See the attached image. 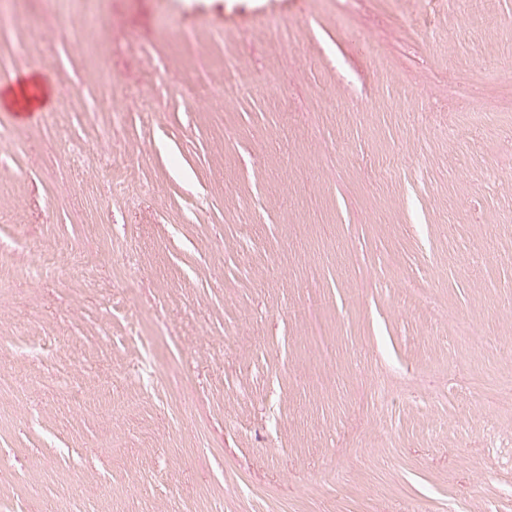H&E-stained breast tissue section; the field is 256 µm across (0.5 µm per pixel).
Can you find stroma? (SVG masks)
<instances>
[{"instance_id": "1", "label": "stroma", "mask_w": 512, "mask_h": 512, "mask_svg": "<svg viewBox=\"0 0 512 512\" xmlns=\"http://www.w3.org/2000/svg\"><path fill=\"white\" fill-rule=\"evenodd\" d=\"M21 7L0 512H512V0ZM57 92L45 85L35 72L0 86V105L17 112H37L47 109Z\"/></svg>"}]
</instances>
